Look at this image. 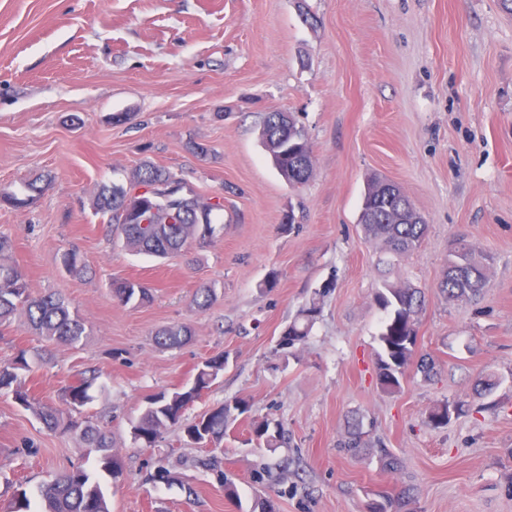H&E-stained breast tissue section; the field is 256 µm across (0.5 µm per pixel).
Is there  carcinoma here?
Returning a JSON list of instances; mask_svg holds the SVG:
<instances>
[{"mask_svg":"<svg viewBox=\"0 0 512 512\" xmlns=\"http://www.w3.org/2000/svg\"><path fill=\"white\" fill-rule=\"evenodd\" d=\"M261 137L273 165L292 187L305 184L312 172V149L306 133L291 114L265 113ZM182 180L170 171L144 161L132 173L129 183L114 182L102 185L95 198L96 214L110 225L112 234L123 245L137 253L158 258H176L192 246L203 247L224 231V205L215 207L201 203V198L191 195L181 201L166 194L173 184ZM48 187L33 182L29 194L20 197L1 192L0 206L21 210L34 203L36 196ZM140 187L152 190L145 224H129L124 213L133 204L132 192ZM362 215L359 216L363 233L370 239L381 241L390 252L401 255L420 246L427 224L417 213L400 187L375 177L367 183L363 197ZM490 258L461 240L448 253V266L439 282V288L448 302L470 301L480 294L487 283ZM111 292L119 303L144 306L153 298L152 288L140 281L123 279L112 282ZM214 299V289L201 286L195 289L193 303L197 310H206ZM377 306L385 313L381 323L377 353V381L385 392L400 389L401 378L413 366L424 378L436 374V362L427 355H417L418 317L424 301L421 292L404 284L391 283L375 294ZM25 317L31 329L42 338L61 345L77 347L87 335L86 323L58 294L35 295L29 288L25 273L12 258L10 239L0 237V325L10 322L15 314ZM321 313L318 298L314 297L302 307L279 339V347L291 349L305 343ZM190 336L184 324L159 329L155 335L161 348H179ZM228 358L219 355L206 360L196 368L192 381L174 391H163L149 399L148 404L132 427L134 441L145 448H154L170 427H178L183 437L194 445L200 439L208 440L213 447L235 425L239 417L249 411L248 403L235 398L212 408L192 419L185 417L190 405L201 399L203 393L224 371ZM32 360L25 349L14 359L0 366V391L12 393L13 402L43 421L51 432H77L88 452L95 454L96 467L92 470L83 464H72L58 473L39 489V512H111L101 488L97 472L109 475L123 473L121 458L112 452L107 432L99 425L74 420L73 413L90 403L98 388V376L92 371L64 388L62 406L52 407L33 397L22 381V375L31 371ZM462 411L458 404L444 403L430 410L428 422L444 426ZM250 441L260 447L278 448L282 443L281 430L269 421L249 423ZM347 448H363L366 431L362 420L354 416L349 421ZM193 463L216 474L229 497L236 496L233 483L224 480L222 461L208 453L198 456ZM405 506L404 497L374 500L369 512H393ZM8 512H31V502L26 490L15 491L8 504Z\"/></svg>","mask_w":512,"mask_h":512,"instance_id":"obj_1","label":"carcinoma"}]
</instances>
